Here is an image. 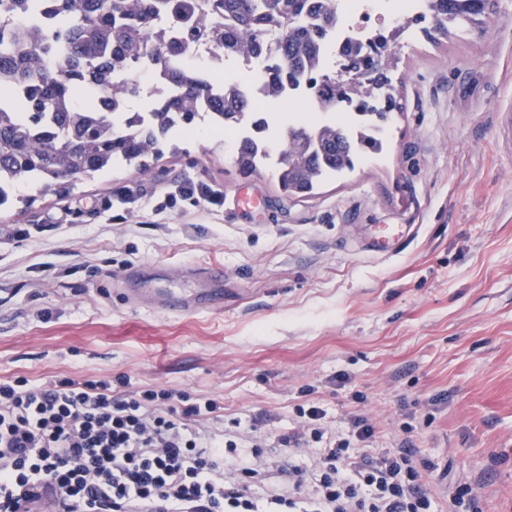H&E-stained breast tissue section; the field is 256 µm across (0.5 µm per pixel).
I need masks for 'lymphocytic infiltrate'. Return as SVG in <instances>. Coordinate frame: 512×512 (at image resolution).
I'll list each match as a JSON object with an SVG mask.
<instances>
[{
	"instance_id": "obj_1",
	"label": "lymphocytic infiltrate",
	"mask_w": 512,
	"mask_h": 512,
	"mask_svg": "<svg viewBox=\"0 0 512 512\" xmlns=\"http://www.w3.org/2000/svg\"><path fill=\"white\" fill-rule=\"evenodd\" d=\"M217 409L108 378L0 380V512H482L467 484L440 505L411 424L382 448L368 417L332 432L312 404L288 433L227 437L205 426Z\"/></svg>"
}]
</instances>
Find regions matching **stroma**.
Wrapping results in <instances>:
<instances>
[{"mask_svg": "<svg viewBox=\"0 0 512 512\" xmlns=\"http://www.w3.org/2000/svg\"><path fill=\"white\" fill-rule=\"evenodd\" d=\"M394 52L402 108L385 151L312 195L240 173L233 146L204 131L170 133L139 172L23 188L0 210V378L177 387L217 400L227 432L261 416L287 433L310 402L335 429L371 418L383 445L409 421L446 472L435 495L469 482L482 512H512V150L494 122L512 109V0H492L485 28ZM191 181L222 204L155 211ZM244 194L256 208L241 211ZM387 227L399 241L373 251ZM142 264L125 296L122 275ZM214 265L221 303L153 311L156 289Z\"/></svg>", "mask_w": 512, "mask_h": 512, "instance_id": "stroma-1", "label": "stroma"}]
</instances>
